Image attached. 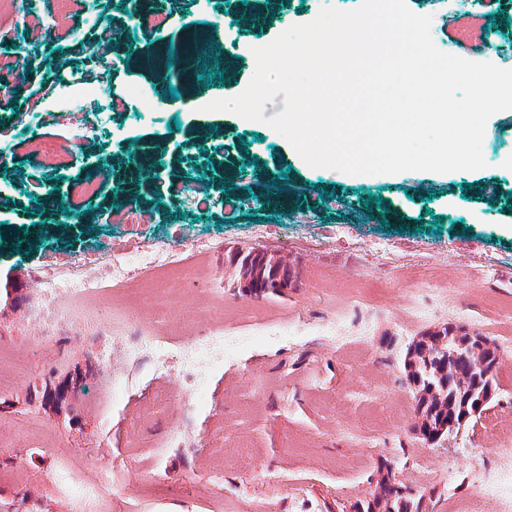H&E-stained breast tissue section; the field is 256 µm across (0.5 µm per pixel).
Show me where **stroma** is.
Segmentation results:
<instances>
[{
    "label": "stroma",
    "mask_w": 512,
    "mask_h": 512,
    "mask_svg": "<svg viewBox=\"0 0 512 512\" xmlns=\"http://www.w3.org/2000/svg\"><path fill=\"white\" fill-rule=\"evenodd\" d=\"M360 0H144L163 17L162 34L142 30L136 58L105 42L108 89L121 107L96 136L76 141L74 127L22 126L30 112H53L75 86L63 68L99 67L87 46L98 30L128 29L129 0H70L66 19L0 38V340L29 357V367L0 388V512H366L383 476L421 500L423 512H449L448 499L471 500L473 512H501L478 496V478L498 463L495 451L512 436V355L499 353L496 392L480 418L426 446L416 432L415 391L404 370L410 344L445 327L498 343L511 330L501 304L512 300V110L495 114L483 140L487 166L445 174L347 175L308 166L265 122L244 121L205 106L242 92L256 62L253 48L271 42L320 9L356 8ZM432 16L438 49L452 52L448 26L455 0H406ZM485 46L474 61L512 59V0H474ZM207 37L204 58L190 45ZM40 65L18 77L17 50ZM178 95L156 116L146 103ZM169 142L162 172L151 166ZM194 142L192 151L181 144ZM69 142L68 160L48 168L36 147ZM105 166L117 172L95 198L76 206L78 221L56 223L75 187ZM188 180L213 198L205 210L180 193ZM278 193L280 210L260 204ZM136 196L153 221L139 242L205 256L224 296L228 343L223 370L211 373L208 405L186 445L159 451L178 425L157 397L191 400L187 381H154L109 408L106 372L89 347L63 333L37 342L32 317L39 290L31 269L74 264L106 252L129 227L100 215L121 196ZM262 253L291 273L285 289L244 290L237 264ZM188 284L157 326L192 339L199 322ZM280 321L279 338L255 343L245 325L252 310ZM363 333L359 348L338 336ZM297 443L287 452L288 443ZM437 465H428V458ZM124 488L86 497L83 487L106 466ZM222 469L214 480V469Z\"/></svg>",
    "instance_id": "1"
}]
</instances>
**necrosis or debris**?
Returning a JSON list of instances; mask_svg holds the SVG:
<instances>
[{"mask_svg": "<svg viewBox=\"0 0 512 512\" xmlns=\"http://www.w3.org/2000/svg\"><path fill=\"white\" fill-rule=\"evenodd\" d=\"M68 0H57L52 16L45 17L30 9L29 0H0V32L15 33L34 25H52L66 13ZM70 82L81 89L79 100L58 109L59 121L71 122L74 114H109L118 109V99L109 97L104 82H84L79 72L69 74ZM193 282H211L210 274L202 273L195 256L173 248L127 249L116 247L99 257L64 270L37 268L32 279L40 289L34 315L41 323L39 342L54 341L61 332L82 331L86 343L103 361L111 362L112 348L108 336L120 339L129 364L122 377H106L105 395H117L141 388L144 375L161 378L178 371L197 391H204L206 382L199 377L200 366L215 371L224 366V299L217 290H210L206 309L210 314L203 329L190 344H183L176 331L158 329L146 322H133L128 316L114 314L102 322L99 305L111 298L145 303L153 312L165 310L173 289L160 287L159 282L171 274ZM500 464L481 480L484 497L500 502L504 512H512V448L500 449Z\"/></svg>", "mask_w": 512, "mask_h": 512, "instance_id": "1", "label": "necrosis or debris"}]
</instances>
